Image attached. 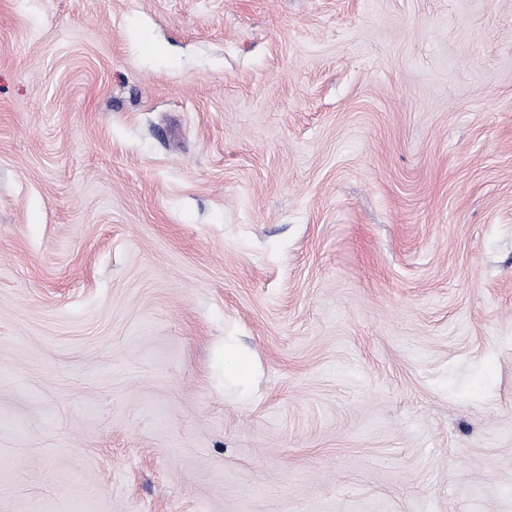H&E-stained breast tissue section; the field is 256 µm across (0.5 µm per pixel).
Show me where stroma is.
I'll use <instances>...</instances> for the list:
<instances>
[{"label":"stroma","mask_w":512,"mask_h":512,"mask_svg":"<svg viewBox=\"0 0 512 512\" xmlns=\"http://www.w3.org/2000/svg\"><path fill=\"white\" fill-rule=\"evenodd\" d=\"M0 512H512V0H0Z\"/></svg>","instance_id":"obj_1"}]
</instances>
